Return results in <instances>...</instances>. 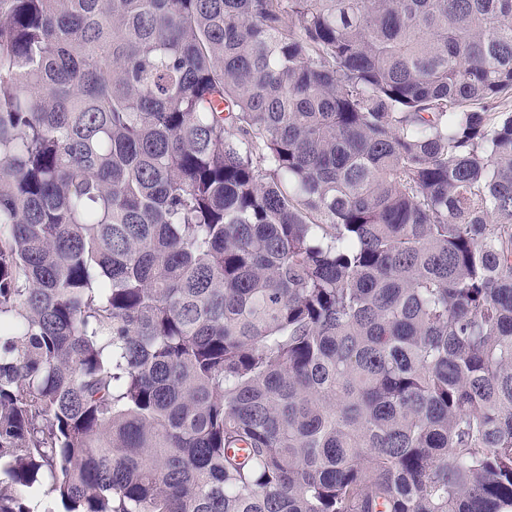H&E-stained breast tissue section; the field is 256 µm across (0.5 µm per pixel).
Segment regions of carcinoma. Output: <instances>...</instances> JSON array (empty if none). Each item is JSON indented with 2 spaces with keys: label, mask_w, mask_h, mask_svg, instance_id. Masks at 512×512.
<instances>
[{
  "label": "carcinoma",
  "mask_w": 512,
  "mask_h": 512,
  "mask_svg": "<svg viewBox=\"0 0 512 512\" xmlns=\"http://www.w3.org/2000/svg\"><path fill=\"white\" fill-rule=\"evenodd\" d=\"M512 512V0H0V512Z\"/></svg>",
  "instance_id": "carcinoma-1"
}]
</instances>
